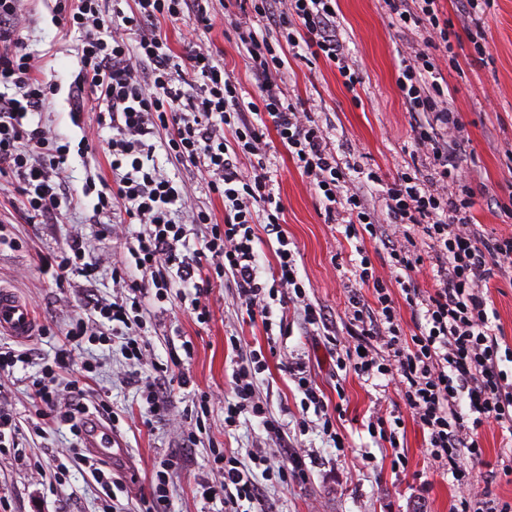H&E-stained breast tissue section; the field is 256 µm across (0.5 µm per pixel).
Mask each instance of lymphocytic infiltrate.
<instances>
[{
    "label": "lymphocytic infiltrate",
    "mask_w": 512,
    "mask_h": 512,
    "mask_svg": "<svg viewBox=\"0 0 512 512\" xmlns=\"http://www.w3.org/2000/svg\"><path fill=\"white\" fill-rule=\"evenodd\" d=\"M113 2L106 12L100 0H55L52 19L63 36L80 34V69L67 94L73 122L91 112L98 128L111 132L103 151L114 177L98 190L93 212L118 210L144 226L129 250L131 262L112 268V280L124 286L125 296L104 306L93 298L89 308L111 322L113 337L133 365L127 376L139 387L147 415L167 412L174 385L190 381L181 370L183 356L194 351L187 339L170 365L155 367L146 378L137 371L149 348L142 311L149 301H167L171 288H178L179 300L201 324L212 318L209 296L219 282L234 288L240 311L248 319H261L265 328L288 334L290 322L274 320L271 308L281 297L302 305L305 328H316L327 342L336 340L332 315L309 302L296 276V252L281 230L284 206L266 174L265 138L272 129L321 199L327 223L342 224L346 238L358 241L359 259L351 265L355 287L347 305L357 342L355 349L337 355L338 368L394 382L414 421L428 434L435 465L463 479L461 458L483 457L480 431L486 423L495 422L512 435V377L500 367L501 360L512 362V349L503 348L504 331L487 312L493 280L512 269V236L486 235L476 227L475 194L458 178L461 152L443 136L461 125L440 81L441 71L426 52L430 46L448 45L440 0H383L389 15L422 34L423 49L401 55L397 86L410 114L415 147L429 159L430 171L422 173L412 163L388 182L369 171L368 180L382 187V213L367 208L363 196L353 191L326 130L281 85L283 57L298 48L337 65L346 85H354L338 32L336 0H225L221 15L237 34L260 90L255 102L244 100L240 83L209 50L178 60L161 31V21L183 19L195 36L209 33L219 15L215 0ZM29 25L20 0H0V176L16 179L25 217L58 222L64 209L80 207L82 200L66 192L68 145L29 122L58 92L26 50L21 32ZM160 146L203 171L210 190L224 203L220 221L204 210L193 213V223L207 229L200 248L188 247L185 226L174 220L186 191L157 172L153 160ZM247 157L252 166H244ZM259 225L278 244L271 288L260 280L254 246ZM388 229L393 232L389 265L396 272L391 284L377 275L365 246ZM419 233L428 239V251L418 249ZM85 255L82 236H69L55 259L57 279L78 275L95 283L97 267ZM426 263L436 268L435 286L428 293L412 280ZM366 289L371 299H364ZM398 289L404 294L400 301L394 298ZM404 307L414 325L410 335L401 324ZM88 329L84 318L72 320L68 347L30 385L41 416L70 424L77 437L90 411L108 410L103 401L88 407L85 372L72 376L64 389L55 383L57 369L73 363ZM230 345L232 397L224 402L225 428L235 427L246 411L260 417L269 444L251 449L254 463L276 472L283 483L304 475V459L288 452L281 423L258 393L256 376L266 366L264 353L236 337ZM73 467L91 471L108 500L105 512H121L114 501L119 479L106 475L77 448L54 465L60 475ZM219 493L224 512L249 507L273 512L262 484L235 458H226L216 480L201 485L202 499Z\"/></svg>",
    "instance_id": "obj_1"
}]
</instances>
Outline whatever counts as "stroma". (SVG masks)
<instances>
[{"mask_svg":"<svg viewBox=\"0 0 512 512\" xmlns=\"http://www.w3.org/2000/svg\"><path fill=\"white\" fill-rule=\"evenodd\" d=\"M441 5L450 21L453 52L448 55L439 48L434 56L451 93L450 105L469 140L466 159L469 184L477 199L475 221L487 231L512 235V216L490 203L492 197L503 196L506 187L512 185V0H494L487 8L482 18L487 43L481 53L476 52L468 23L458 13V0H441ZM24 7L31 10L33 22L23 36L30 51L38 56L47 80L60 86L35 120L68 141L67 182L72 192L84 194L86 181L111 179L112 171L102 152L83 156L77 145L83 135L106 138L110 132L98 130L89 112L82 125L72 122L66 98L79 70L77 41H58L46 0H26ZM336 11L341 38L349 50L348 64L357 77L355 87L345 85L337 67L292 55L286 65L287 89L291 97L308 102L338 157L350 156V148H358V155L352 156L357 170L350 178L377 205L381 202L378 187L367 182L365 170H379L385 180H392L415 150L396 71L400 51L419 42L420 36L415 27L392 21L383 0H337ZM208 41L215 57L233 69L246 93L258 97L247 58L231 26L216 23ZM267 140L271 145L268 169L285 207L282 228L299 251L298 277L309 299L335 315L337 339L353 343L345 317L349 297L345 274L355 252L354 243L345 238L343 227L325 223L314 190L289 159L276 133H269ZM154 160L161 175L188 187L189 207L223 216L224 205L210 191L204 174L167 156L161 148L156 149ZM84 196L83 207L68 210L62 223L31 224L19 218L20 200L12 188L0 187V223L20 240L13 248L0 246V287L32 304L37 326L51 330L50 335L37 334L24 340V347L35 349L40 361L17 364L12 378L0 390V405L22 426L17 447L0 453V504L6 512H101L103 492L88 470H70L60 484L53 474H37L35 463H51L73 447L75 438L69 425L40 418V405L28 388L41 363H52L63 348L70 320L84 313L79 298L85 279L74 275L57 281L48 260L54 259L71 232H81L88 244L86 258L98 266V297L107 303L122 293L112 282V261L127 255L141 230L137 223L121 224L116 214L94 215L96 195ZM116 223L122 226L118 236L101 234L102 225ZM211 303L213 319L205 325L168 301L152 307L146 317L151 328L150 352L142 375H150L155 365L169 363L175 335L194 342L195 351L184 362L192 384L172 391L178 411L189 405L193 396L212 397L209 433L194 449L179 446L191 422L178 412L155 418L152 426L143 424L141 393L125 379L129 362L120 342L108 340L107 320L95 318L90 325L93 340L83 342L75 353L77 362L92 366L85 386L87 404L106 399L118 417L112 434L123 449L106 465L126 487L118 496L125 512H137L139 497L147 490L155 467L170 455L178 459L169 480L172 512H222L223 500L206 502L198 493L200 480L213 472L212 447L223 448L244 461L251 449L265 441L267 433L260 418L251 414L240 415L233 429L224 427L222 399L231 391L233 353L227 344L231 335L255 347L273 345L274 352L258 376L260 393L276 417L287 424L294 451L309 460L303 478L286 485L275 479L265 481L267 499L277 512H455L460 497L455 478L436 470L421 430L385 378H361L350 372L345 379H337L336 353L324 337L297 329L268 338L261 321L249 320L237 310L232 289L214 288ZM297 358L315 374L328 398H335L337 390L345 392V412L335 423L336 437L324 434L320 416L301 405L302 395L288 374L289 362ZM392 411L399 412L405 422L402 443L406 464L402 467L395 464L391 448L367 429L369 420ZM338 437L343 447H336ZM481 440L483 461L466 459L462 468L476 488L489 489L512 502V475L501 473L503 463L512 460V447H503L501 432L492 422L485 425Z\"/></svg>","mask_w":512,"mask_h":512,"instance_id":"35a3bbf8","label":"stroma"}]
</instances>
